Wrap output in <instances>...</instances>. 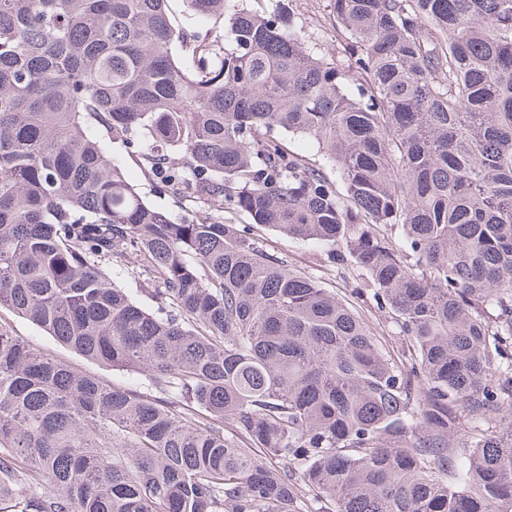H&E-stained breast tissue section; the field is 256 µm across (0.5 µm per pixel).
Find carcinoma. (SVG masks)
Masks as SVG:
<instances>
[{"mask_svg":"<svg viewBox=\"0 0 512 512\" xmlns=\"http://www.w3.org/2000/svg\"><path fill=\"white\" fill-rule=\"evenodd\" d=\"M166 2L0 0V307L146 379L0 327V512H512V0H330L336 51ZM256 226L365 276L397 352ZM115 155L130 180L133 184L140 185L142 192L151 203L179 216L187 217L188 213H191L184 201L178 202L177 197L166 192L156 191L155 188L144 179L134 154L128 153L124 149L116 148ZM126 262L123 258L113 259L111 268L112 276L115 281L121 283L124 288L128 290L132 297L136 299L141 305L148 307L151 302L146 293L142 292L141 288H145L143 283L135 280L126 274ZM0 326L12 331L22 338L31 348L44 354L65 361L75 370L94 375L121 387H141L144 377L136 373L112 370V367L104 366L77 355L61 346L52 336H49L38 326L29 320L18 316L7 307L0 308Z\"/></svg>","mask_w":512,"mask_h":512,"instance_id":"carcinoma-1","label":"carcinoma"}]
</instances>
